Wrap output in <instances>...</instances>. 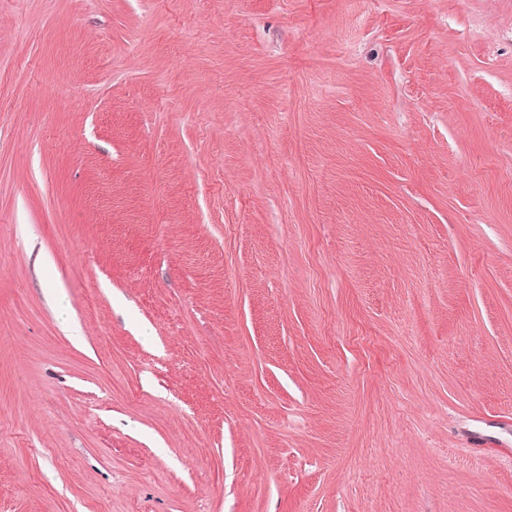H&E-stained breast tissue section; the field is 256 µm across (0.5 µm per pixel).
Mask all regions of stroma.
I'll return each instance as SVG.
<instances>
[{
	"instance_id": "obj_1",
	"label": "stroma",
	"mask_w": 512,
	"mask_h": 512,
	"mask_svg": "<svg viewBox=\"0 0 512 512\" xmlns=\"http://www.w3.org/2000/svg\"><path fill=\"white\" fill-rule=\"evenodd\" d=\"M496 416L512 0H0V512H512Z\"/></svg>"
}]
</instances>
